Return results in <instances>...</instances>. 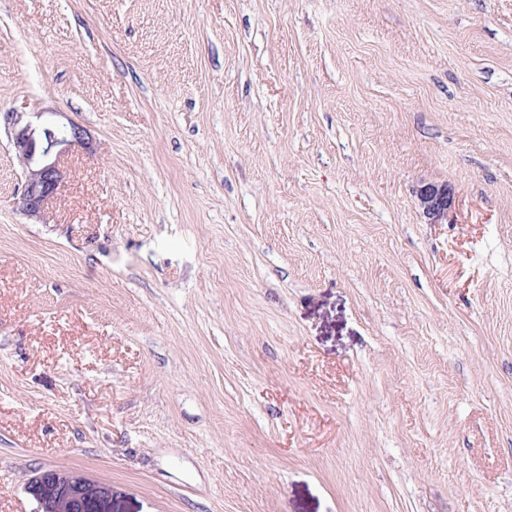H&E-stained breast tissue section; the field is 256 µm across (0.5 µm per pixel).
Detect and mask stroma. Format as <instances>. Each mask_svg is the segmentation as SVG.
<instances>
[{
	"instance_id": "stroma-1",
	"label": "stroma",
	"mask_w": 512,
	"mask_h": 512,
	"mask_svg": "<svg viewBox=\"0 0 512 512\" xmlns=\"http://www.w3.org/2000/svg\"><path fill=\"white\" fill-rule=\"evenodd\" d=\"M4 112L0 512H512V0H0ZM2 121L24 166L23 189L14 205L26 217L41 220L45 205L62 186L61 157L76 147L91 150L92 140L82 125L42 120L41 113L25 118L23 112H5L0 114V126ZM417 199L429 223L444 224L448 218L454 191L448 184L426 183L417 190ZM34 512H112V487L69 470H44L26 483Z\"/></svg>"
}]
</instances>
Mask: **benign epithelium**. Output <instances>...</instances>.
<instances>
[{
	"mask_svg": "<svg viewBox=\"0 0 512 512\" xmlns=\"http://www.w3.org/2000/svg\"><path fill=\"white\" fill-rule=\"evenodd\" d=\"M0 122L24 166L23 189L14 205L26 217L39 220L61 189V157L76 147L91 149L92 140L82 125L44 120L40 113L27 118L22 112H5ZM417 199L429 223L443 224L454 191L447 184L426 183L417 190ZM26 492L36 503L35 512H112V486L69 470L36 474L26 483Z\"/></svg>",
	"mask_w": 512,
	"mask_h": 512,
	"instance_id": "1",
	"label": "benign epithelium"
}]
</instances>
